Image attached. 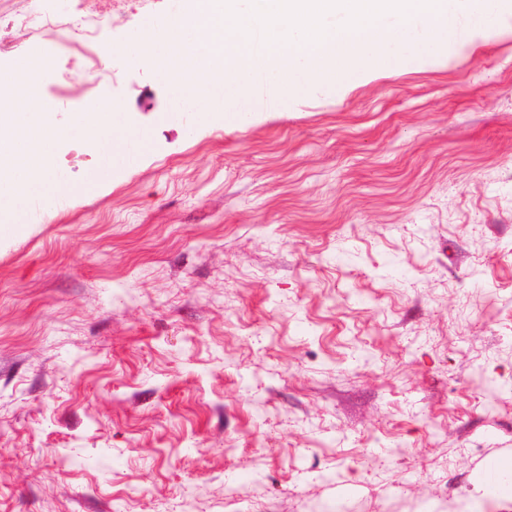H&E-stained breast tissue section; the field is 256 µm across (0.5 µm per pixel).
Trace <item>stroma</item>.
Masks as SVG:
<instances>
[{"label": "stroma", "instance_id": "obj_1", "mask_svg": "<svg viewBox=\"0 0 512 512\" xmlns=\"http://www.w3.org/2000/svg\"><path fill=\"white\" fill-rule=\"evenodd\" d=\"M10 29L72 183L71 80L123 106L104 186L0 237V512H512V15L238 122L130 62L172 0ZM489 459H495L499 465L500 477L496 480V490L493 494H489L485 485L481 483L480 488L483 490V497L492 498V499H511L512 498V484H511V474H512V457L511 456H492L487 458L480 470H485V463ZM497 466L493 461H488L486 464V473L493 477V473L497 472ZM507 477V478H506Z\"/></svg>", "mask_w": 512, "mask_h": 512}]
</instances>
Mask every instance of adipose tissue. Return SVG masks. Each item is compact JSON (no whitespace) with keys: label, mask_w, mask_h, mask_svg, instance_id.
<instances>
[{"label":"adipose tissue","mask_w":512,"mask_h":512,"mask_svg":"<svg viewBox=\"0 0 512 512\" xmlns=\"http://www.w3.org/2000/svg\"><path fill=\"white\" fill-rule=\"evenodd\" d=\"M42 54L32 50L4 74H0V197L16 201L31 195L52 200L68 187L58 170L52 151L65 137L50 118L37 111H20L21 103L32 101L35 84L32 76L39 71ZM119 103L108 102L94 112L81 114L77 124L86 139L104 154L114 153L112 129L121 116Z\"/></svg>","instance_id":"obj_1"}]
</instances>
